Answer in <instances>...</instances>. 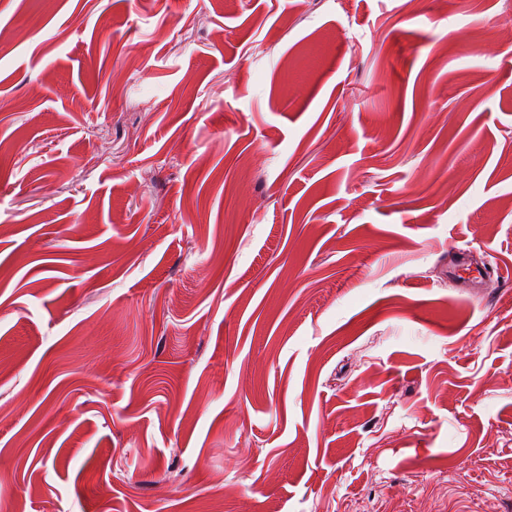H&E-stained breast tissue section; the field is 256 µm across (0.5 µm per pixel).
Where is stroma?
Segmentation results:
<instances>
[{"label":"stroma","instance_id":"stroma-1","mask_svg":"<svg viewBox=\"0 0 512 512\" xmlns=\"http://www.w3.org/2000/svg\"><path fill=\"white\" fill-rule=\"evenodd\" d=\"M214 498L512 512V0H0V512Z\"/></svg>","mask_w":512,"mask_h":512}]
</instances>
